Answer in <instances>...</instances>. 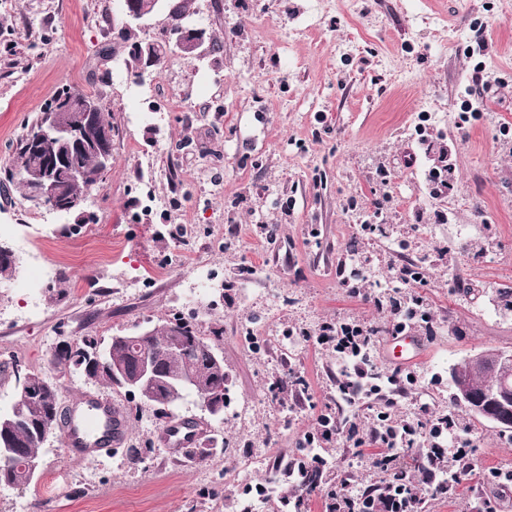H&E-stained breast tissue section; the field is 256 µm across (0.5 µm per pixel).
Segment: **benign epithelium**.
<instances>
[{"mask_svg":"<svg viewBox=\"0 0 512 512\" xmlns=\"http://www.w3.org/2000/svg\"><path fill=\"white\" fill-rule=\"evenodd\" d=\"M176 0H152L153 11H148L140 0H121L119 12L112 18V30L121 32L132 25L141 26L159 13H169L168 4ZM206 40V30L202 26L187 20L183 16L178 20L174 32V41L169 49L198 52ZM129 54L140 58L138 66L123 59L126 69L137 80L157 71L165 58L156 43H139L131 48ZM57 112L65 113V123L54 120L32 134L31 148L42 157V174L33 192L32 204L36 209L48 208L57 212L75 211L83 208L79 200H66L60 196L59 178L84 179L86 174L74 162L76 152L82 150L84 135L94 132L101 147L100 161L102 170L112 167V131L102 121V108L97 100H87L80 105L73 99H64L57 104ZM169 334L166 354L170 357L187 355L194 350L197 359L203 363L213 376V384L200 385L192 372L173 375L161 367L150 338L159 330ZM112 343L126 344L132 348L131 363L126 365L112 361L108 357L109 346L101 341L83 339L79 342L64 341L57 350L64 351L68 360L57 363L51 359L56 373L46 376V389L56 393L59 380L66 375H79L89 380L94 373L103 370L112 372L120 389L139 400L140 405L166 413L176 403L190 394L202 410L214 420L223 419L224 407L229 399L230 376L224 371V355L212 345L199 338L184 337L177 325L167 323L162 328L151 325L139 326L134 331L114 335ZM467 371L449 373V383L455 390L457 402L478 419H483L497 428L512 429V350L483 348L471 352L467 358ZM486 377L487 383L476 387L473 378ZM60 405L43 414L34 423L36 437L45 442L60 436Z\"/></svg>","mask_w":512,"mask_h":512,"instance_id":"benign-epithelium-1","label":"benign epithelium"}]
</instances>
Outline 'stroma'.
I'll return each instance as SVG.
<instances>
[{"label": "stroma", "mask_w": 512, "mask_h": 512, "mask_svg": "<svg viewBox=\"0 0 512 512\" xmlns=\"http://www.w3.org/2000/svg\"><path fill=\"white\" fill-rule=\"evenodd\" d=\"M119 7L0 0V168L63 85L95 93L115 127L112 168L88 200L93 222L0 188V241L17 257L0 279V411L14 367L50 371L60 342L179 317L223 352L230 403L217 422L188 395L163 418L64 377L61 408L87 393L110 399L128 437L89 459L47 443L37 483L0 485V512H297V501L298 512H326L337 473L358 486L387 474L373 444L343 435L321 448L315 490L288 474L319 417L338 412L322 325L360 321L375 332L379 371L416 374L393 410L411 423L424 401L464 417L450 369L483 347L512 349V313L491 304L512 284V0H188L207 30L200 54H168L140 82L104 53ZM427 142L454 167L444 224L419 200ZM375 199L381 233L361 228ZM473 238L485 242L476 260L457 250ZM441 248L414 288L436 321L424 358L395 369L379 306L390 266ZM351 252L373 259L371 298L336 276ZM38 267L34 316L21 282ZM184 420L200 428L196 443L169 444ZM470 427L469 471L449 495L414 483L418 512H512V436L480 419ZM267 481L271 495L248 496Z\"/></svg>", "instance_id": "35a3bbf8"}]
</instances>
